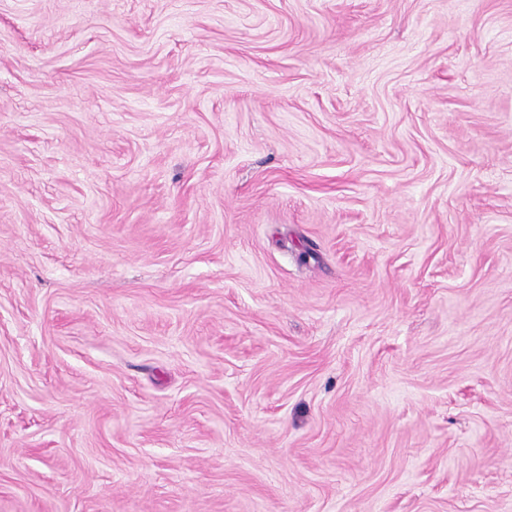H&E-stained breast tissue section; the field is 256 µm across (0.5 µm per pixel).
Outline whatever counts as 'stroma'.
Wrapping results in <instances>:
<instances>
[{
    "mask_svg": "<svg viewBox=\"0 0 512 512\" xmlns=\"http://www.w3.org/2000/svg\"><path fill=\"white\" fill-rule=\"evenodd\" d=\"M0 512H512V0H0Z\"/></svg>",
    "mask_w": 512,
    "mask_h": 512,
    "instance_id": "stroma-1",
    "label": "stroma"
}]
</instances>
